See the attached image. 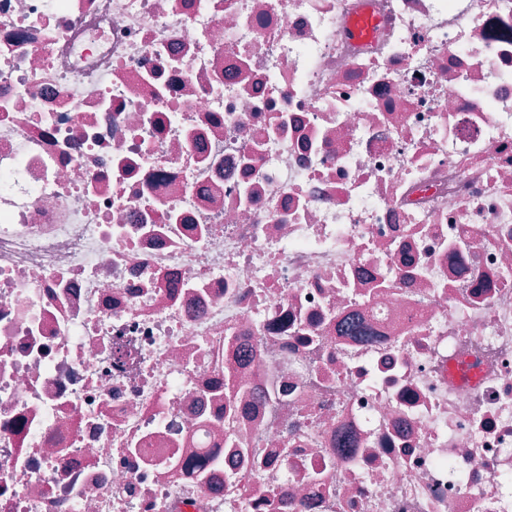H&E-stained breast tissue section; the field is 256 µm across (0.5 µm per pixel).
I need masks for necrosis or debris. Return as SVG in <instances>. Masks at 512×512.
<instances>
[{
  "instance_id": "1",
  "label": "necrosis or debris",
  "mask_w": 512,
  "mask_h": 512,
  "mask_svg": "<svg viewBox=\"0 0 512 512\" xmlns=\"http://www.w3.org/2000/svg\"><path fill=\"white\" fill-rule=\"evenodd\" d=\"M0 512H512V0H0Z\"/></svg>"
}]
</instances>
